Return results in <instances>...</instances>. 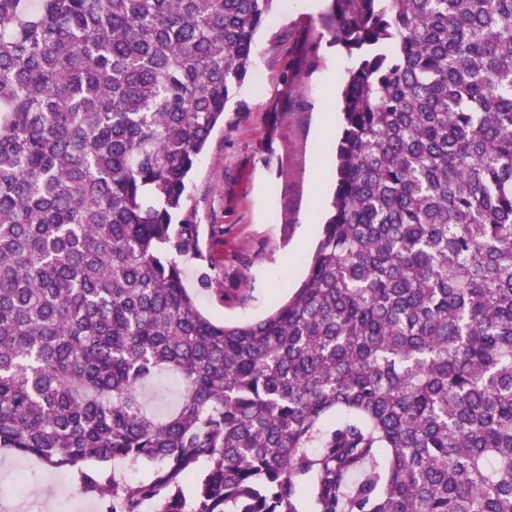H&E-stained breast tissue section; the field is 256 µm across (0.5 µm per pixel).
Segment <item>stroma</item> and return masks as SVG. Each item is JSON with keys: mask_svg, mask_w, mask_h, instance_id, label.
Masks as SVG:
<instances>
[{"mask_svg": "<svg viewBox=\"0 0 512 512\" xmlns=\"http://www.w3.org/2000/svg\"><path fill=\"white\" fill-rule=\"evenodd\" d=\"M277 0L255 37L256 65L229 103L186 191L184 217L200 229L203 259L180 263L183 282L214 320L265 318L291 296L309 253L295 250L312 203L328 213L334 181L315 185L323 108L337 109L354 60L332 42L323 12ZM335 73L337 85L325 77ZM0 503L7 512H100L68 471L0 452Z\"/></svg>", "mask_w": 512, "mask_h": 512, "instance_id": "35a3bbf8", "label": "stroma"}]
</instances>
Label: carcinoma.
<instances>
[{
	"label": "carcinoma",
	"mask_w": 512,
	"mask_h": 512,
	"mask_svg": "<svg viewBox=\"0 0 512 512\" xmlns=\"http://www.w3.org/2000/svg\"><path fill=\"white\" fill-rule=\"evenodd\" d=\"M274 2L0 0V451L105 512H299L305 475L312 512H512V0H332V214L226 325L177 216ZM181 391L178 383L170 378H162L143 388L141 394L151 410L165 413L176 405ZM90 465L100 466L107 469L108 471H112L117 480L126 482L139 481L147 475V469L142 467L130 468L124 461L118 459L105 463L92 462Z\"/></svg>",
	"instance_id": "carcinoma-1"
}]
</instances>
